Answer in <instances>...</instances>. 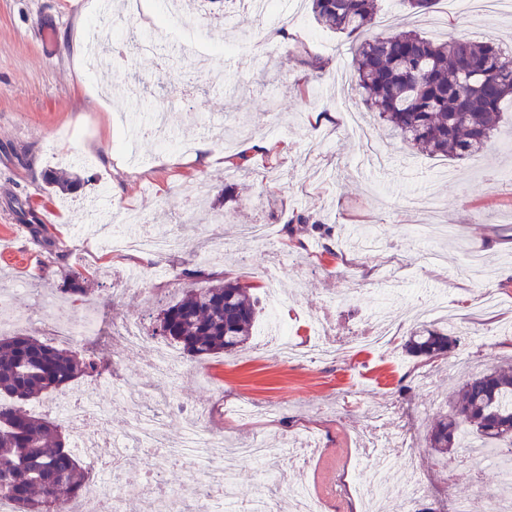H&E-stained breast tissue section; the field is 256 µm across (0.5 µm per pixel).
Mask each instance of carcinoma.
Segmentation results:
<instances>
[{"instance_id":"carcinoma-1","label":"carcinoma","mask_w":512,"mask_h":512,"mask_svg":"<svg viewBox=\"0 0 512 512\" xmlns=\"http://www.w3.org/2000/svg\"><path fill=\"white\" fill-rule=\"evenodd\" d=\"M379 0H311L316 23L354 42L351 70L368 109L392 136L432 157L463 160L499 133L501 109L512 101V53L494 40H430L415 30L364 37ZM301 249L313 240L330 256L333 226L298 216ZM88 277L64 275L66 300L88 301ZM159 336L194 358L242 350L261 313L251 286L217 280L186 288L161 310ZM458 336L422 327L410 333L403 351L427 361L450 357ZM104 357L55 346L25 333L0 335V495L12 512H67L84 496L89 467L61 424L26 405L46 398L80 377L98 373ZM478 438L512 455V365L470 374L452 393L451 411L427 430L428 447L445 458L461 447V435Z\"/></svg>"}]
</instances>
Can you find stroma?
Wrapping results in <instances>:
<instances>
[{
    "label": "stroma",
    "mask_w": 512,
    "mask_h": 512,
    "mask_svg": "<svg viewBox=\"0 0 512 512\" xmlns=\"http://www.w3.org/2000/svg\"><path fill=\"white\" fill-rule=\"evenodd\" d=\"M112 2L109 15L99 16L89 0H0V289L13 299L10 314L21 332L48 336L44 297L58 295L64 268L106 269L105 279L90 283L102 332L83 343L108 360L106 377L138 381L145 409H154L160 384L148 366L151 354L114 345L112 319L151 330L183 288L206 285L181 275L199 262L191 246L223 234L231 247L210 271L254 286L259 297L270 285L290 295L286 319L298 348L309 343L313 313L328 318L336 342L363 335L383 309L397 332L383 352L347 349L324 361L286 360L256 340L234 356H182L168 407L171 436L187 417L238 442L258 433L285 442L315 436L316 455L306 463L280 459L276 480L262 482L256 464L239 462L240 496L261 484L275 512H291L288 490L303 486L326 512H361L347 466L369 414L392 412L393 428L418 451L425 506L453 512L456 499L495 495L494 467L472 469L465 455L434 462L424 435L431 418L446 411L461 371L512 361V280L502 276L512 269V183L499 178L512 163L501 148L512 138V105L478 155L450 161L414 153L367 115L351 78L349 40L319 27L308 0H294L286 13L277 5L259 12L239 0H201V28L172 32L156 21L166 0H142L137 22L150 40L141 47L106 40L118 64L90 75L71 45L89 26L112 31L124 0ZM434 19L411 13L402 0H382L373 31L409 24L433 40L493 39L512 47L511 14L452 15L440 28ZM187 40L196 51L179 49ZM314 55L329 62L317 81L306 64ZM150 100L165 109L171 138L190 141L191 151L160 152L142 133L135 156L120 155L123 124L145 126ZM202 142L210 146L206 160L195 151ZM253 142L260 150L249 174L228 176L226 158ZM49 169L65 170L75 189L49 191ZM129 207L150 232L178 238L180 246L159 257L111 251L100 228L117 224ZM298 212L335 225L342 259L289 251L282 229ZM37 224L66 251L64 263L47 262ZM245 224L268 225L269 240L239 237ZM362 225L378 235L377 250L350 247ZM275 251L291 252L292 261L271 284L266 270ZM431 251L445 263L431 265ZM470 252L485 260L473 278L459 274ZM429 300L446 301L464 341L450 361L426 365L407 357L402 343L425 324ZM242 402L273 414L236 419L232 410ZM146 468L136 454L121 469L119 486L135 512H154Z\"/></svg>",
    "instance_id": "obj_1"
}]
</instances>
